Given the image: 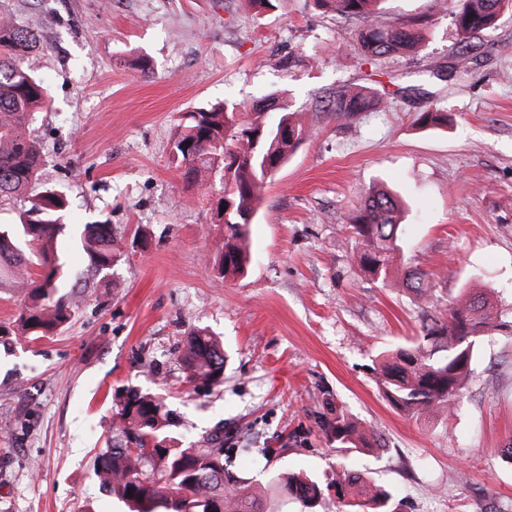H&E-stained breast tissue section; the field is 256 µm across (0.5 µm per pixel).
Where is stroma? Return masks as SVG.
<instances>
[{"instance_id": "35a3bbf8", "label": "stroma", "mask_w": 512, "mask_h": 512, "mask_svg": "<svg viewBox=\"0 0 512 512\" xmlns=\"http://www.w3.org/2000/svg\"><path fill=\"white\" fill-rule=\"evenodd\" d=\"M0 16L37 31L32 64L50 103L34 134L42 185L65 191L70 220L112 226L108 275L68 250L88 288L56 335L0 336V512H125L97 475L127 387L162 394L182 442L223 433L234 473L264 480L349 470L392 496L394 512H512V331L488 332L448 417L404 415L375 382L380 352L417 340L428 311L466 288L512 320V8L471 42L440 0H385L380 21L429 18L413 53L364 64L360 22L280 0H0ZM465 63V79L437 70ZM340 84L371 86L386 108L358 120L319 112ZM284 90L312 128L276 173L250 226L247 275L214 276L224 239L219 180L187 184L171 158L181 113L248 106ZM447 127L422 129L429 105ZM409 205L403 266L431 295L364 276L346 215L372 186ZM142 231L146 247L132 246ZM204 328L224 344V381L191 380L179 355ZM351 414L377 446L331 443L322 419Z\"/></svg>"}]
</instances>
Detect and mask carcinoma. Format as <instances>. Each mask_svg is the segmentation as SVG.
<instances>
[{
	"mask_svg": "<svg viewBox=\"0 0 512 512\" xmlns=\"http://www.w3.org/2000/svg\"><path fill=\"white\" fill-rule=\"evenodd\" d=\"M382 0H314L316 8L360 20L356 48L377 65L419 43L427 20L378 21ZM512 0H458L453 22L460 49L496 26ZM39 35L9 18L0 19V200L18 194L29 207L17 224H0V291L21 288L24 301L14 318L16 331L36 340L56 334L70 322L79 299L78 277L59 243L69 234V200L58 189L41 186L43 163L30 127L48 103L45 81L29 63ZM383 98L366 87L339 85L318 102V109L353 120ZM447 115L438 108L416 113L420 127L442 126ZM172 160L183 178L196 183L217 175L224 193V243L212 266L226 281L247 271L249 224L262 203L266 184L309 138V128L288 101L272 94L251 111L235 104L200 107L180 119ZM402 202L384 189L367 192L350 218L356 262L383 283L429 293V274L413 270L400 280L398 231ZM81 247L97 271L118 260L112 226L107 221L84 226ZM501 311L482 293L464 290L448 304V315L435 310L423 325V341L383 353L377 382L388 401L416 417L451 414L458 409L471 373L476 341L502 327ZM181 361L190 377L213 385L224 377V348L202 330L185 338ZM171 413L154 394L129 388L115 414L112 438L98 456L102 485L116 493L128 512H265L268 498L296 499L313 512L324 489L303 473H276L266 483L236 476L218 438L184 448L168 435ZM322 428L338 448L373 445L371 433L343 410L324 419ZM334 491L339 512H392L390 494L361 474L345 472Z\"/></svg>",
	"mask_w": 512,
	"mask_h": 512,
	"instance_id": "1",
	"label": "carcinoma"
}]
</instances>
